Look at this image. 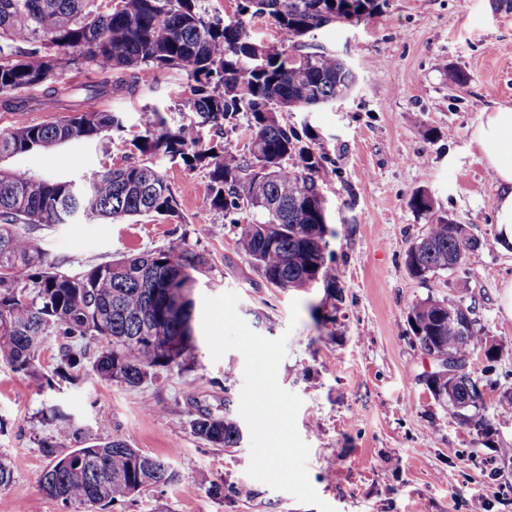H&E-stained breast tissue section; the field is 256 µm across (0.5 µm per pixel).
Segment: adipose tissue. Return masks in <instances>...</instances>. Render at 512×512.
Segmentation results:
<instances>
[{"mask_svg": "<svg viewBox=\"0 0 512 512\" xmlns=\"http://www.w3.org/2000/svg\"><path fill=\"white\" fill-rule=\"evenodd\" d=\"M472 137L496 183L497 245L512 249V106L482 112Z\"/></svg>", "mask_w": 512, "mask_h": 512, "instance_id": "1", "label": "adipose tissue"}]
</instances>
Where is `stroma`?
<instances>
[{
	"instance_id": "35a3bbf8",
	"label": "stroma",
	"mask_w": 512,
	"mask_h": 512,
	"mask_svg": "<svg viewBox=\"0 0 512 512\" xmlns=\"http://www.w3.org/2000/svg\"><path fill=\"white\" fill-rule=\"evenodd\" d=\"M380 3L369 21L333 25L310 39L351 64L358 75L353 95L340 107L288 115L295 128L311 125L319 135L315 149L326 156V240L341 296L320 284L266 283L238 243L239 227L211 209L205 170L167 156L153 163L174 192L177 216L78 218L41 227L38 235L48 260L73 273L176 241L203 254L208 264L196 277L195 303L236 293V311L253 331L286 337L278 382L302 400L297 429L309 447V480L335 512H512V319L499 304L503 285L512 282V255L496 245V185L472 140L484 109L512 105V10L496 0ZM459 70L469 76L462 86L453 80ZM45 92H21L28 108L0 111V130L63 116V107L43 105ZM188 94L185 78L165 74L100 102V109L120 113L121 134L0 164L85 184L102 167L130 161L145 107L176 121L172 104ZM419 192L431 196V214L410 207ZM434 215L467 225L482 243L481 256L423 282L409 275L405 255ZM459 276L469 282L461 300L477 329L502 346L496 362L478 354L469 366L493 428L487 439L434 401L425 379L435 364L408 325L413 303L448 297ZM97 351L88 343L82 368L42 392L0 362V458L13 469L10 485L0 488V512H65L36 483L53 462L39 443L55 432V405L72 414L84 436L107 429L167 458L181 475L97 512H318L248 475L249 439L218 448L191 431L200 412H238L239 351L212 359L196 332L184 369H159L136 389L100 380L92 369ZM213 482L223 484V498L207 495Z\"/></svg>"
}]
</instances>
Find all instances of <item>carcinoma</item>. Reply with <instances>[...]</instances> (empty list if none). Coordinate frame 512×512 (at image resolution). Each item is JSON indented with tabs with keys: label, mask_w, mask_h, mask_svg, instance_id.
I'll list each match as a JSON object with an SVG mask.
<instances>
[{
	"label": "carcinoma",
	"mask_w": 512,
	"mask_h": 512,
	"mask_svg": "<svg viewBox=\"0 0 512 512\" xmlns=\"http://www.w3.org/2000/svg\"><path fill=\"white\" fill-rule=\"evenodd\" d=\"M0 0V108L23 106L15 96L39 86L67 66L94 67L102 78L61 89L81 92L79 108L55 121L0 131V160L34 148L103 138L123 129L116 112L95 104L126 90L125 74L151 84L166 73L186 76L190 96L179 110L187 121L167 123L153 113L144 133L131 141L141 157L105 167L76 190L72 182L36 178L0 168V360L39 388L52 387L40 353L50 336H61L54 370L71 376L82 366L74 345L101 343L93 371L108 382L138 388L151 371L181 368L194 344L192 288L206 260L184 243L164 250L122 256L84 272L71 273L47 260L33 230L65 224L82 215L120 221L156 213L174 216L177 200L149 158L166 155L208 170L211 208L231 224L247 212L239 243L262 278L277 288H306L319 278L338 288L328 263L327 199L319 172L325 156L288 124V113L310 112L338 102L355 88L357 75L335 54L307 52L301 39L323 28V13L359 23L379 10V0H240L227 21L209 11L208 0ZM269 15L279 28L276 46L250 35L245 16ZM73 50L77 57H66ZM246 118L247 152L233 150L227 135ZM481 243L465 224L439 217L427 225L405 258L409 274L425 281L438 271L474 263ZM471 314L455 297L427 298L409 312L410 329L429 356L452 357L463 372L443 398V407L484 437L491 423L479 415L482 395L468 370L470 358L502 345L462 334L459 319ZM54 436L41 441L54 465L37 475L40 488L67 508L93 512L140 493L179 481L162 456L132 447L118 435L80 438V428L62 407L50 411ZM202 440L237 447L242 430L230 412L201 413L192 421ZM78 446L70 447L71 441Z\"/></svg>",
	"instance_id": "carcinoma-1"
}]
</instances>
